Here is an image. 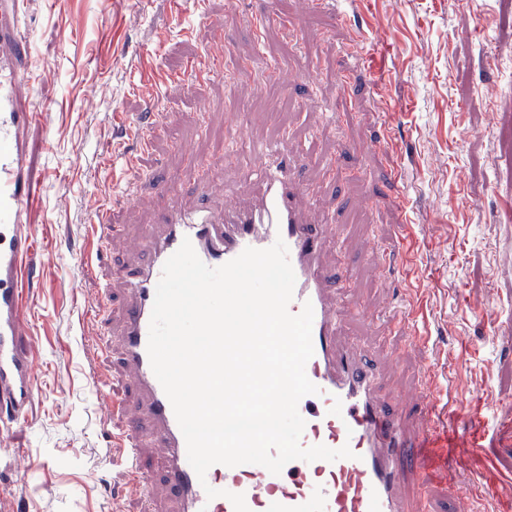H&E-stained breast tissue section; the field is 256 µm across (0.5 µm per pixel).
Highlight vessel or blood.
I'll list each match as a JSON object with an SVG mask.
<instances>
[{
    "mask_svg": "<svg viewBox=\"0 0 512 512\" xmlns=\"http://www.w3.org/2000/svg\"><path fill=\"white\" fill-rule=\"evenodd\" d=\"M19 13V0H0V425L5 427L27 423L36 384L30 338L22 329L25 288L38 251L26 224L35 190L19 133L41 115L15 108L26 81L28 47ZM255 151L264 159L256 195L225 205L218 214L206 202L185 209L180 195L167 191L161 220L142 227L141 262L114 275L125 290L115 343L122 351L123 373L140 400L139 415L117 437L128 475L137 487L146 486L151 474L142 450L158 446L166 451L162 471L175 512H234L227 498L231 492L244 495L249 512H427L426 498L409 504L401 497L398 463L408 459L414 479L427 482L430 449L455 419L435 394L436 376L425 373L417 407L377 401L373 360L361 347L343 348L337 341L344 309L339 297L350 284L351 269L322 263L330 238L325 225L310 217L311 190L298 177L303 156L286 134L275 147L259 144ZM186 239L210 267L245 248L284 241L296 278L289 310L300 313L307 303L313 308L314 354L305 371L318 391L298 404L305 421L300 444L346 446L351 457L295 460L277 475L256 464H217L198 478L147 352L156 286L165 262ZM210 487L219 490V497H207Z\"/></svg>",
    "mask_w": 512,
    "mask_h": 512,
    "instance_id": "b4317fda",
    "label": "vessel or blood"
}]
</instances>
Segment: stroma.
<instances>
[{
	"mask_svg": "<svg viewBox=\"0 0 512 512\" xmlns=\"http://www.w3.org/2000/svg\"><path fill=\"white\" fill-rule=\"evenodd\" d=\"M30 44L21 106L42 112L22 133L37 188L28 213L41 245L23 310L36 372L30 421L0 449V512H144L143 494L106 454L125 418L104 410L93 377L133 399L118 355L95 358L93 313L110 270L136 262L141 228L156 223L161 184L187 204L253 194L256 141L290 131L307 159L315 213L334 234L327 264H352L351 296L375 313L413 306L433 339L414 349L346 315L342 337L383 360L382 393L415 394L434 371L463 418L425 488L436 512H512V356L476 302L512 325V0H345L335 13L297 0H20ZM274 13L280 30L252 33ZM226 48L209 76L206 48ZM153 150L131 167L151 77ZM383 87L386 115L372 94ZM205 131H198V122ZM122 162L114 182L106 161ZM211 162L209 187L186 179L189 158ZM133 189L123 204L120 187ZM122 226L100 244L97 207ZM488 421L484 450L499 476L490 499L449 486L475 478L468 415Z\"/></svg>",
	"mask_w": 512,
	"mask_h": 512,
	"instance_id": "stroma-1",
	"label": "stroma"
}]
</instances>
